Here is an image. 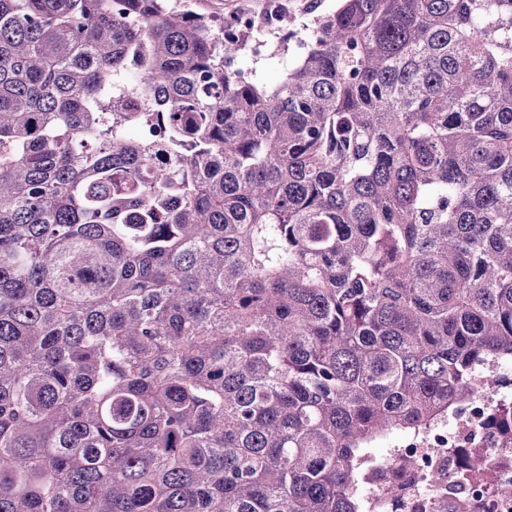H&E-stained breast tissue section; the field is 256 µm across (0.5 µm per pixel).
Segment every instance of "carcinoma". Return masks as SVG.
Here are the masks:
<instances>
[{
    "mask_svg": "<svg viewBox=\"0 0 512 512\" xmlns=\"http://www.w3.org/2000/svg\"><path fill=\"white\" fill-rule=\"evenodd\" d=\"M214 26L0 0V512H364L512 358V0H336L273 86Z\"/></svg>",
    "mask_w": 512,
    "mask_h": 512,
    "instance_id": "carcinoma-1",
    "label": "carcinoma"
}]
</instances>
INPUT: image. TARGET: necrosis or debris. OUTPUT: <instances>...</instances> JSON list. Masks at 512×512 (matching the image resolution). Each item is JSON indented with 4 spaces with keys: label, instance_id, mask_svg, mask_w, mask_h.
Instances as JSON below:
<instances>
[{
    "label": "necrosis or debris",
    "instance_id": "obj_1",
    "mask_svg": "<svg viewBox=\"0 0 512 512\" xmlns=\"http://www.w3.org/2000/svg\"><path fill=\"white\" fill-rule=\"evenodd\" d=\"M474 394L461 409L450 410L427 429L406 432L392 449L375 458L358 490L366 512H512V440L489 423L512 409V360L490 359L475 368ZM480 457L485 470L465 469L463 456ZM405 484L402 496L390 483Z\"/></svg>",
    "mask_w": 512,
    "mask_h": 512
}]
</instances>
